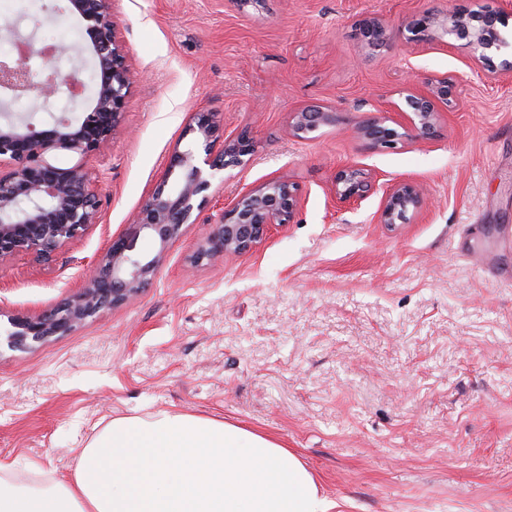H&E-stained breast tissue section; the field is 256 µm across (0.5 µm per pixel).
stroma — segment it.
<instances>
[{"label": "stroma", "mask_w": 512, "mask_h": 512, "mask_svg": "<svg viewBox=\"0 0 512 512\" xmlns=\"http://www.w3.org/2000/svg\"><path fill=\"white\" fill-rule=\"evenodd\" d=\"M429 0H112L138 77L112 140L83 162L100 220L53 262L0 260V316L76 296L152 192L192 113L249 132L219 200L185 226L152 281L71 332L0 348V462L20 484L68 477L118 418L179 412L267 435L297 454L333 512H512V73L477 74L458 42L421 49L399 26ZM89 76L68 0H12ZM388 37L362 45L357 20ZM457 81L431 137L375 150L346 132L394 112L424 77ZM338 122L304 136L294 112ZM408 179L429 199L380 224V194L341 205L345 165ZM288 176L292 223L226 262L190 258L224 206Z\"/></svg>", "instance_id": "1"}]
</instances>
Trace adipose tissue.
<instances>
[{"label":"adipose tissue","instance_id":"1","mask_svg":"<svg viewBox=\"0 0 512 512\" xmlns=\"http://www.w3.org/2000/svg\"><path fill=\"white\" fill-rule=\"evenodd\" d=\"M0 463V512H330L312 473L270 438L162 413L113 421L69 480L20 485Z\"/></svg>","mask_w":512,"mask_h":512}]
</instances>
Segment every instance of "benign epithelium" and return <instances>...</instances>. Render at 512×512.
<instances>
[{
	"mask_svg": "<svg viewBox=\"0 0 512 512\" xmlns=\"http://www.w3.org/2000/svg\"><path fill=\"white\" fill-rule=\"evenodd\" d=\"M74 12L90 37L95 89L89 88L75 70L67 75L30 61H46L50 54L66 47H50L34 35L21 38V49L13 56L0 57V103L29 97L33 104L66 87L73 103H87L78 118L65 113L49 125L31 119L4 116L0 123V259L28 252L42 263L55 252L99 223V197L89 172L80 163L63 168L52 162L66 150L82 157L99 150L112 137L125 110L126 98L135 79L123 47L117 42L112 22V0H70ZM512 12L493 6L477 10L429 9L414 14L399 32L412 43H445L451 38L477 54L478 62L512 71V32L508 31ZM362 42L376 45L387 37L386 27L376 17L360 20ZM429 94L410 93L399 120L380 113L351 127L353 137L375 149H391L398 142L423 138L434 133L438 104L451 106L457 82L448 77L427 81ZM395 122L400 130L388 126ZM335 122L328 108L314 106L294 115L297 133L312 132ZM192 136L194 147L174 149L159 183L131 219V231L112 240L97 261V271L80 293L58 308L36 316H13L9 344L41 343L72 331L101 309L120 306L134 297L156 275L170 244L182 234L186 224L196 223L195 213L209 202L208 191L216 173L241 163L251 153L252 139L243 132L224 137L218 112H196L183 136ZM374 174L357 165L336 171L333 191L340 203H356L377 190ZM301 204L299 186L284 176L271 178L242 192L222 210L219 221L203 236L193 262L239 256L253 250L278 224L291 223ZM425 205L424 189L400 179L387 187L382 197L379 221L399 224ZM142 236L159 243L153 255L139 251Z\"/></svg>",
	"mask_w": 512,
	"mask_h": 512,
	"instance_id": "obj_1",
	"label": "benign epithelium"
}]
</instances>
